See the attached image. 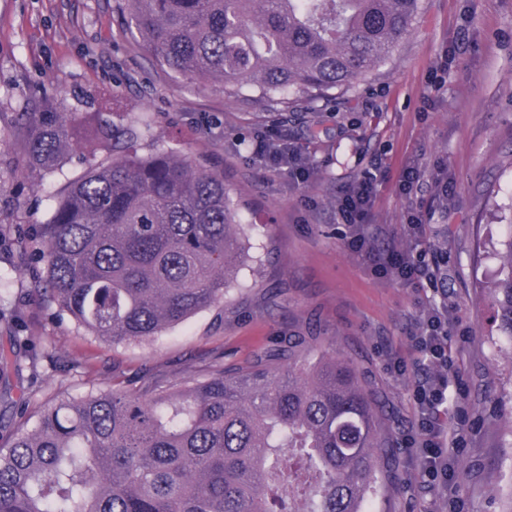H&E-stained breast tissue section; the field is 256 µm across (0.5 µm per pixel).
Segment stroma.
Segmentation results:
<instances>
[{"instance_id":"stroma-1","label":"stroma","mask_w":512,"mask_h":512,"mask_svg":"<svg viewBox=\"0 0 512 512\" xmlns=\"http://www.w3.org/2000/svg\"><path fill=\"white\" fill-rule=\"evenodd\" d=\"M88 123L102 115L140 132V151L163 148L223 171L240 220L278 276L243 271L223 303L149 341L113 345L90 335L36 295L45 265L19 243L48 223L64 188L112 158L111 141L84 140L51 170L30 160L21 123L42 98ZM281 131L282 148L312 177L251 155L253 139ZM380 158L372 224L404 242L409 209L423 210L426 261L446 274L459 322L450 345L461 379L451 450L456 512H505L512 498V343L496 330L490 288L512 240V0H420L409 35L368 82L339 103L288 115L225 98L218 81L176 83L130 27L124 0H0V346L34 339L37 371H24L37 415L57 390H132L153 373L181 379L214 360L236 367L293 324L333 339L338 357L369 376L392 412L396 457L376 512H444L402 440L415 419L416 318L430 287L375 277L345 245L332 208L338 191ZM422 175L401 194L405 170ZM447 185L435 195L433 184Z\"/></svg>"}]
</instances>
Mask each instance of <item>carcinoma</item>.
I'll use <instances>...</instances> for the list:
<instances>
[{"label": "carcinoma", "mask_w": 512, "mask_h": 512, "mask_svg": "<svg viewBox=\"0 0 512 512\" xmlns=\"http://www.w3.org/2000/svg\"><path fill=\"white\" fill-rule=\"evenodd\" d=\"M131 23L173 79L224 84V97L312 105L367 79L410 32L420 0H126ZM106 120L76 125L47 99L24 114L28 154L52 168ZM121 153L72 183L40 235L35 292L114 344L150 340L224 300L251 254L224 173L170 151ZM493 283L512 340V240ZM294 329L237 368L146 378L133 392H58L0 447V512H361L383 494L380 407L349 362ZM34 354L0 347V404L24 416L10 375Z\"/></svg>", "instance_id": "cac0c4a2"}]
</instances>
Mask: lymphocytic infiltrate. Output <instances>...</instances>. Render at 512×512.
Instances as JSON below:
<instances>
[{"label":"lymphocytic infiltrate","instance_id":"1","mask_svg":"<svg viewBox=\"0 0 512 512\" xmlns=\"http://www.w3.org/2000/svg\"><path fill=\"white\" fill-rule=\"evenodd\" d=\"M381 165L373 163L356 183L343 189L335 201L336 214L345 224L347 246L360 255L379 278L405 284H429L439 297L431 301L415 322L416 418L403 438L418 461L429 491L454 503L456 468L449 450L458 439L452 415L458 408L459 379L449 344V330L458 321L456 307L447 300L448 291L439 264L427 263L413 250L385 243L380 233L370 232L372 208Z\"/></svg>","mask_w":512,"mask_h":512}]
</instances>
